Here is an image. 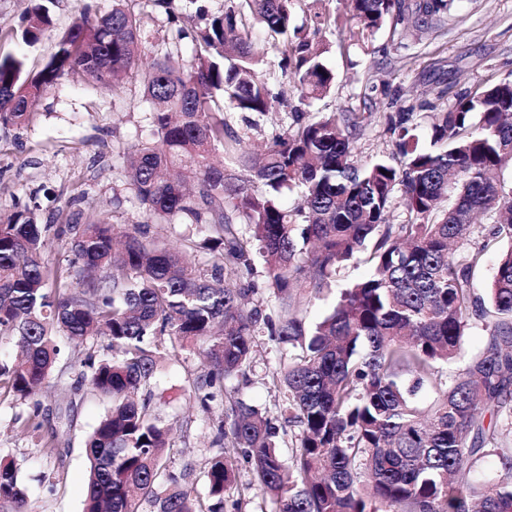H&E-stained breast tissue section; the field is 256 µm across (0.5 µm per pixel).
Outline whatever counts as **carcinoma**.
<instances>
[{
	"instance_id": "carcinoma-1",
	"label": "carcinoma",
	"mask_w": 512,
	"mask_h": 512,
	"mask_svg": "<svg viewBox=\"0 0 512 512\" xmlns=\"http://www.w3.org/2000/svg\"><path fill=\"white\" fill-rule=\"evenodd\" d=\"M128 0L90 18L92 6L57 41L35 74L26 57L0 58V125L21 127L33 99L65 76L118 86L135 70L143 17ZM201 24L179 29L156 51L145 75L150 134L118 152L114 197L130 195L151 224H191L203 242L167 246L135 224L114 251L113 225L95 211L64 224H40L34 210L0 218V336L10 337L17 361L0 365V385L32 402L41 415L62 346L75 350L90 336L106 340V355L80 361L73 390L108 399L110 407L86 442L90 464L83 512H250L256 489L278 512H512V448L498 445L512 430V247L500 255L485 296L473 281L484 247H472L475 217L512 241V80L460 96L430 125L431 148L419 144L410 113L383 114L394 135L395 165L380 157L353 161L367 117L321 112L270 139L260 158L242 147L226 108L263 116L286 103L260 71L245 27L262 25L291 72L299 103L325 96L335 76L323 64L310 30L293 26L294 0H224L209 11L183 0ZM458 0H351L333 23L369 34L390 25L438 32L455 18ZM52 0H36L19 30L28 44L52 25ZM189 40L190 60L175 65ZM222 148L230 167L209 161ZM407 219L389 222L396 187ZM297 188L303 203L281 197ZM67 237L66 271L49 265V236ZM203 249L192 265L185 254ZM264 263V281L254 256ZM370 273L341 291L332 310L310 326L296 305L306 290L318 298L354 260ZM275 298L271 308L262 299ZM487 345L463 359L474 324ZM288 346V363L272 374L284 390L283 425L298 428L283 459L282 425L267 411L228 396L226 382L248 381L260 338ZM200 348L206 365L189 386L214 425L217 452L204 471L206 494L166 464L169 429L154 403L151 380L163 351ZM464 360L443 378L440 365ZM438 397L421 409L417 392ZM498 457L493 478L474 481L473 467ZM252 480L238 484L241 462ZM0 512H32L14 461L0 462Z\"/></svg>"
}]
</instances>
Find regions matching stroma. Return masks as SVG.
Returning a JSON list of instances; mask_svg holds the SVG:
<instances>
[{
    "label": "stroma",
    "mask_w": 512,
    "mask_h": 512,
    "mask_svg": "<svg viewBox=\"0 0 512 512\" xmlns=\"http://www.w3.org/2000/svg\"><path fill=\"white\" fill-rule=\"evenodd\" d=\"M28 0H0V57L25 53L30 70L43 68L58 32L79 16V0H55L54 31L35 47L22 49L9 31L20 25ZM131 9L144 16L140 66L120 90L111 91L66 78L42 96L31 109L29 122L19 128L0 126V214L26 207L44 224H61L66 214L82 209L100 211L107 222L122 230L143 222L131 201L113 200L112 170L119 149L149 134L143 77L151 66L158 38L173 26H192L182 0H171L168 10L151 0H132ZM249 36L264 68L289 105L249 124L244 113L229 112L231 125L249 148H260L294 124L291 105L298 94L279 66L280 56L268 45L260 27ZM323 43L325 65L335 74L332 91L312 101L310 112H365L369 118L355 143L354 159L364 164L390 156L391 143L380 113L413 106L412 124L426 135L435 113L445 112L458 95L485 82L512 79V0H462L459 15L445 34L411 32L395 45L389 28L372 35L327 29ZM288 349L266 341L259 347L248 383L239 385L236 398L269 412L281 400L271 376ZM71 350H63L42 398V430L55 432L58 454L42 452L39 434L26 430L29 402L0 390V458L18 464L21 481L35 512H82L87 491L88 464L84 443L108 407L89 390L73 391L78 365ZM201 368L197 350L163 353L156 373V395L168 402L173 419L168 458L170 470L192 468L197 492H204L203 472L213 456V417L190 399L188 388Z\"/></svg>",
    "instance_id": "35a3bbf8"
}]
</instances>
